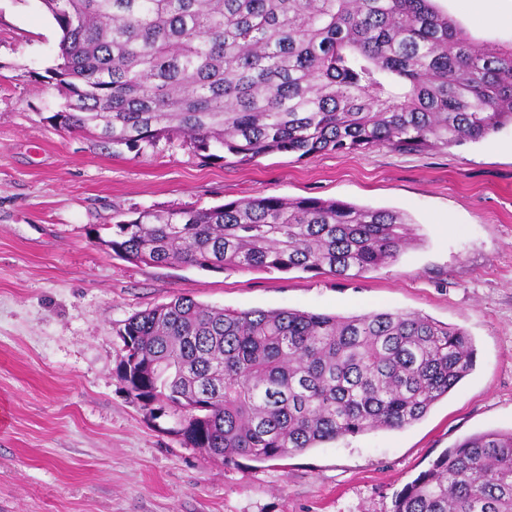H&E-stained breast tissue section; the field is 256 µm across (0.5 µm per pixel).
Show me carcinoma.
<instances>
[{"mask_svg": "<svg viewBox=\"0 0 512 512\" xmlns=\"http://www.w3.org/2000/svg\"><path fill=\"white\" fill-rule=\"evenodd\" d=\"M61 31L54 115L141 152L180 139L251 161L421 153L512 125V46L479 44L433 0H42ZM417 240L401 211L258 195L112 225L132 263L353 279ZM118 375L186 444L274 461L421 420L473 370L460 328L414 312L236 311L191 297L117 331ZM393 512H512V429L447 449Z\"/></svg>", "mask_w": 512, "mask_h": 512, "instance_id": "1", "label": "carcinoma"}]
</instances>
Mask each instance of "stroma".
I'll list each match as a JSON object with an SVG mask.
<instances>
[{
  "mask_svg": "<svg viewBox=\"0 0 512 512\" xmlns=\"http://www.w3.org/2000/svg\"><path fill=\"white\" fill-rule=\"evenodd\" d=\"M473 3L436 0L474 41L512 45V0L493 23ZM60 39L41 0H0V512H392L448 448L512 429V126L416 154L206 161L162 140L136 155L53 122ZM259 194L400 210L418 241L351 280L135 264L102 245L136 211ZM179 295L238 311L418 312L464 329L476 364L403 429L227 464L185 446L116 373L119 327Z\"/></svg>",
  "mask_w": 512,
  "mask_h": 512,
  "instance_id": "stroma-1",
  "label": "stroma"
}]
</instances>
